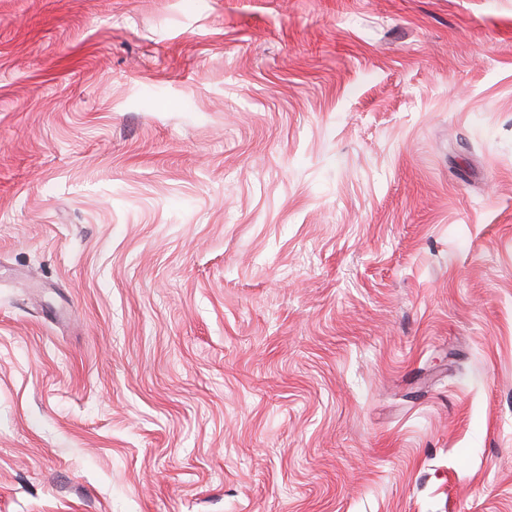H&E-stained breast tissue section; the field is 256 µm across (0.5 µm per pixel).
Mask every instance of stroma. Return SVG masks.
Instances as JSON below:
<instances>
[{
    "label": "stroma",
    "mask_w": 512,
    "mask_h": 512,
    "mask_svg": "<svg viewBox=\"0 0 512 512\" xmlns=\"http://www.w3.org/2000/svg\"><path fill=\"white\" fill-rule=\"evenodd\" d=\"M0 512H512V0H0Z\"/></svg>",
    "instance_id": "obj_1"
}]
</instances>
